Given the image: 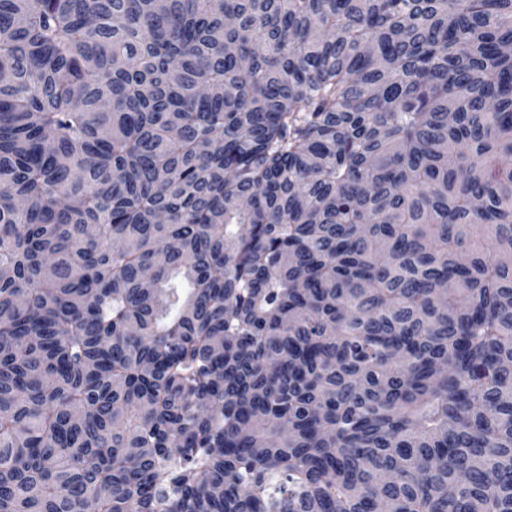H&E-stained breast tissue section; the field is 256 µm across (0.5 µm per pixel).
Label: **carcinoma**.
<instances>
[{"label": "carcinoma", "mask_w": 512, "mask_h": 512, "mask_svg": "<svg viewBox=\"0 0 512 512\" xmlns=\"http://www.w3.org/2000/svg\"><path fill=\"white\" fill-rule=\"evenodd\" d=\"M0 512H512V0H0Z\"/></svg>", "instance_id": "1"}]
</instances>
